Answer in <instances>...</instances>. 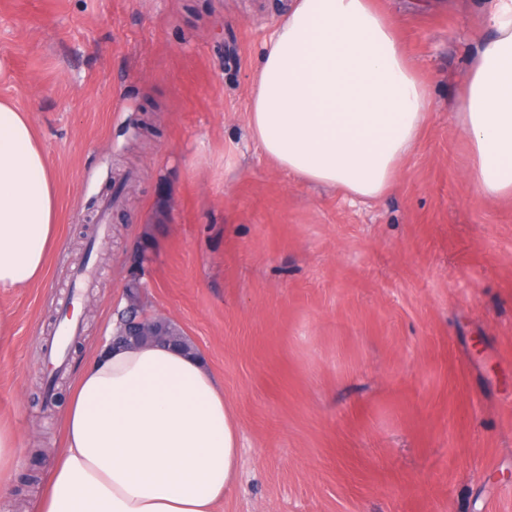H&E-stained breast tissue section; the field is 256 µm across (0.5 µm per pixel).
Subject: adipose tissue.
Returning a JSON list of instances; mask_svg holds the SVG:
<instances>
[{"label": "adipose tissue", "instance_id": "obj_1", "mask_svg": "<svg viewBox=\"0 0 512 512\" xmlns=\"http://www.w3.org/2000/svg\"><path fill=\"white\" fill-rule=\"evenodd\" d=\"M493 36L464 78L459 125L484 196H512V0H483ZM375 0H290L265 44L247 129L299 179L375 199L431 108ZM58 244L54 175L27 112L0 102V292L40 282ZM63 446L36 512H220L241 436L201 359L157 344L100 349L77 369Z\"/></svg>", "mask_w": 512, "mask_h": 512}]
</instances>
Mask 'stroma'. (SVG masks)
I'll use <instances>...</instances> for the list:
<instances>
[{"label":"stroma","instance_id":"1","mask_svg":"<svg viewBox=\"0 0 512 512\" xmlns=\"http://www.w3.org/2000/svg\"><path fill=\"white\" fill-rule=\"evenodd\" d=\"M378 3L433 110L365 201L246 133L280 0H0V100L28 112L60 204L43 282L0 294V417L19 435L0 512H33L75 371L134 280L236 415L222 512H512V198L470 179L456 117L490 32L477 0ZM87 258L64 356L52 329Z\"/></svg>","mask_w":512,"mask_h":512}]
</instances>
